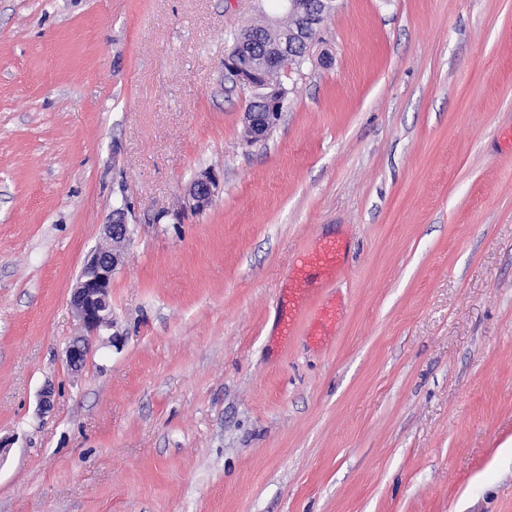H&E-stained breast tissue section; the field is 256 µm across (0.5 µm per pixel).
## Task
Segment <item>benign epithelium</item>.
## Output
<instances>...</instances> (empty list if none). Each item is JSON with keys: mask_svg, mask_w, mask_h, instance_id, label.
Returning <instances> with one entry per match:
<instances>
[{"mask_svg": "<svg viewBox=\"0 0 512 512\" xmlns=\"http://www.w3.org/2000/svg\"><path fill=\"white\" fill-rule=\"evenodd\" d=\"M284 8L298 19L297 28L277 43L266 48L265 63L275 67L279 62L294 57L300 47H305L301 61L309 58L314 42L310 34L321 23L322 17L335 7L334 0H282ZM224 79L234 86L248 89L255 96L259 109L244 113L245 126L250 128V140L258 143L266 140L280 120L286 104L284 89L272 90L255 82L251 61L250 44L244 43L224 57ZM219 185L217 176L211 171L200 173L189 189V207L204 211L211 203ZM107 238L118 244L129 236L123 209L112 214V220L104 225ZM123 263L121 251L112 248H97L84 262L71 292L70 303L85 334L74 342L65 354V361L71 368L81 367L87 357L92 338L115 327L112 320V279Z\"/></svg>", "mask_w": 512, "mask_h": 512, "instance_id": "1", "label": "benign epithelium"}]
</instances>
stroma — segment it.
I'll use <instances>...</instances> for the list:
<instances>
[{
	"label": "stroma",
	"instance_id": "obj_1",
	"mask_svg": "<svg viewBox=\"0 0 512 512\" xmlns=\"http://www.w3.org/2000/svg\"><path fill=\"white\" fill-rule=\"evenodd\" d=\"M266 5L0 0V512H512V0H336L249 145ZM118 208L123 341L73 371ZM219 185L217 176L211 171L200 173L189 189V207L196 211H204L211 203ZM339 251L340 247L336 240L325 241L312 256L304 259L298 267L299 274L302 272V267L306 264L315 261L328 270H335L339 264ZM284 304L288 302V310L285 307V314L282 320V335L287 336L294 325L296 313L300 302L304 300V296L300 288H284L283 300Z\"/></svg>",
	"mask_w": 512,
	"mask_h": 512
}]
</instances>
